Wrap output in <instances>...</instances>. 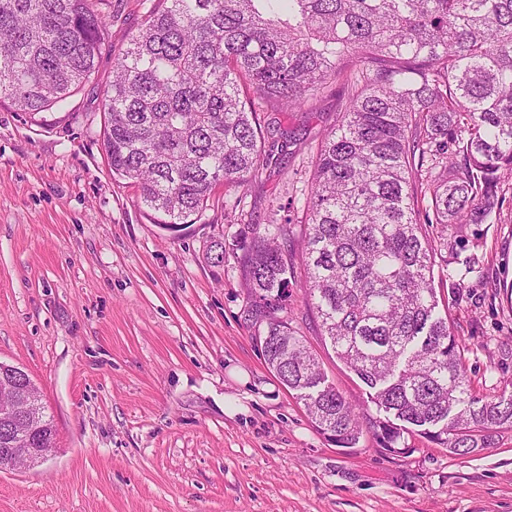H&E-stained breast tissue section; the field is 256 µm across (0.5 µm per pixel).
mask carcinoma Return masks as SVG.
<instances>
[{
	"mask_svg": "<svg viewBox=\"0 0 512 512\" xmlns=\"http://www.w3.org/2000/svg\"><path fill=\"white\" fill-rule=\"evenodd\" d=\"M103 0H0V99L31 114L64 104L95 74L112 27ZM104 94L112 176L139 189L153 223L195 224L216 186L273 163L257 105L302 109L340 82V120L318 149L304 228L246 225L236 255L267 366L336 446L364 430L390 451L420 432L456 455L512 429V395L480 397L463 347L435 316L434 224H485L512 182V0H157L125 37ZM324 336L370 389L376 415L320 387L317 357L289 322L296 259ZM34 440L56 443L40 412Z\"/></svg>",
	"mask_w": 512,
	"mask_h": 512,
	"instance_id": "cac0c4a2",
	"label": "carcinoma"
}]
</instances>
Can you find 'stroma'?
<instances>
[{
    "mask_svg": "<svg viewBox=\"0 0 512 512\" xmlns=\"http://www.w3.org/2000/svg\"><path fill=\"white\" fill-rule=\"evenodd\" d=\"M152 0H109L95 78L38 114L0 102V361L26 371L54 420L41 463L0 471V512H512V430L455 456L423 434L409 453L371 432L339 448L264 362L234 258L212 240L291 218L299 233L317 147L340 89L281 112L295 140L279 167L216 187L201 220L173 233L113 180L101 150L103 94L125 35ZM490 224L425 225L448 237L433 280L465 348L467 381L512 394V183ZM476 264L482 278L465 277ZM296 266L288 315L327 385L358 411L370 390L325 343Z\"/></svg>",
    "mask_w": 512,
    "mask_h": 512,
    "instance_id": "1",
    "label": "stroma"
}]
</instances>
